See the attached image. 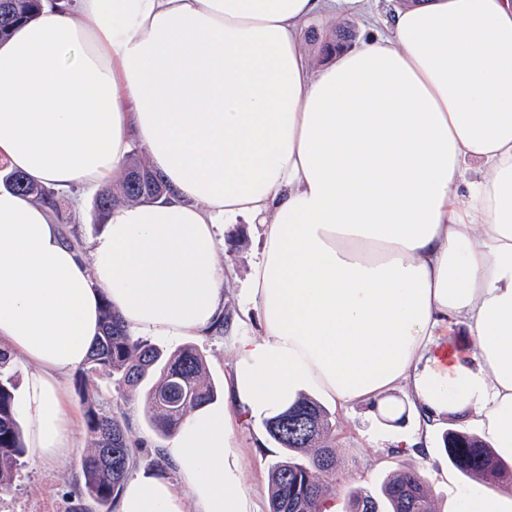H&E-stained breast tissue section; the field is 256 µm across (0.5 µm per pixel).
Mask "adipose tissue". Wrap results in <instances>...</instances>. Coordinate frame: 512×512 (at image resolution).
<instances>
[{
	"mask_svg": "<svg viewBox=\"0 0 512 512\" xmlns=\"http://www.w3.org/2000/svg\"><path fill=\"white\" fill-rule=\"evenodd\" d=\"M361 0H43L0 43V157L58 189H100L133 142L170 192L120 204L78 250L51 210L0 188V348L41 458L71 448L62 377L109 300L135 336L210 330L237 217L263 247L237 320L226 403L167 449L181 488L140 475L119 512H249L234 411L317 391L382 405L410 385L512 460V0H397L384 33L314 64L313 19ZM474 162L480 179L466 181ZM466 329L465 353L449 333Z\"/></svg>",
	"mask_w": 512,
	"mask_h": 512,
	"instance_id": "adipose-tissue-1",
	"label": "adipose tissue"
}]
</instances>
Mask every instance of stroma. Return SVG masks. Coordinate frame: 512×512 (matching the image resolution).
Listing matches in <instances>:
<instances>
[{
    "instance_id": "35a3bbf8",
    "label": "stroma",
    "mask_w": 512,
    "mask_h": 512,
    "mask_svg": "<svg viewBox=\"0 0 512 512\" xmlns=\"http://www.w3.org/2000/svg\"><path fill=\"white\" fill-rule=\"evenodd\" d=\"M59 224L73 240L86 242L97 237L104 229L95 206L96 194L89 190L58 193ZM225 238L228 248L219 262L227 271L224 313L229 318L223 332H207L202 336L156 338L155 343L164 351L190 345L205 358L207 374L216 389H223L224 381L235 360L234 338L240 335L257 337L258 326L240 328L236 322L243 287L249 279L252 265L261 251L260 232L246 220L227 226ZM78 371H70L65 385L74 418V447L63 457L41 460L27 453L10 489L0 493V512H98L97 507L82 498L83 480L81 459L89 446L85 426V406L76 391ZM91 398L95 407L122 417L130 439L137 443L136 472L173 482L177 469L166 460L164 448L167 437L156 432L144 413V393L120 389L105 371L89 377ZM391 404L400 414L397 422L383 420L381 413L367 404L335 407L336 446L338 464L335 478L343 492L378 491L382 479L403 469H422L435 496L438 512H457L462 495H485L488 487L463 477L448 461L444 452L443 436L446 431L458 429L455 419H447L434 426L429 435L427 456L405 449L393 455L392 449L403 446L420 422V411L413 403L410 387L404 386L391 397ZM240 452L243 457L241 480L254 493L260 512L268 509V477L270 465L278 460L282 450L269 438L264 422L243 420L239 428Z\"/></svg>"
}]
</instances>
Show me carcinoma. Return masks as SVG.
<instances>
[{
	"instance_id": "cac0c4a2",
	"label": "carcinoma",
	"mask_w": 512,
	"mask_h": 512,
	"mask_svg": "<svg viewBox=\"0 0 512 512\" xmlns=\"http://www.w3.org/2000/svg\"><path fill=\"white\" fill-rule=\"evenodd\" d=\"M41 0H0V38L21 22L38 16ZM7 187L36 200L54 204V191L9 172L0 179ZM162 175L147 166L133 149L119 188L97 195L104 214L123 203L151 202L167 194ZM10 355L0 350V491L8 489L27 448L18 419L17 383L11 372ZM87 370H105L118 386L137 389L149 373L160 371L159 380L146 393L150 423L163 435L176 434L188 413L216 399V387L207 378L205 361L191 347L175 350L167 358L155 344L131 335L121 318L105 301L101 308L99 334L87 359ZM86 403V427L93 448L84 456L83 494L100 512H112L137 461L124 423L114 415L99 412L78 385ZM268 436L283 449L271 466L269 512H323L326 501L336 497L338 486L325 479L336 469L335 427L330 411L312 398H300L278 417L266 421ZM445 452L452 466L486 487L512 488V465L476 435L464 430L445 434ZM346 512H436L434 495L421 471L408 469L386 477L378 495L351 493Z\"/></svg>"
}]
</instances>
